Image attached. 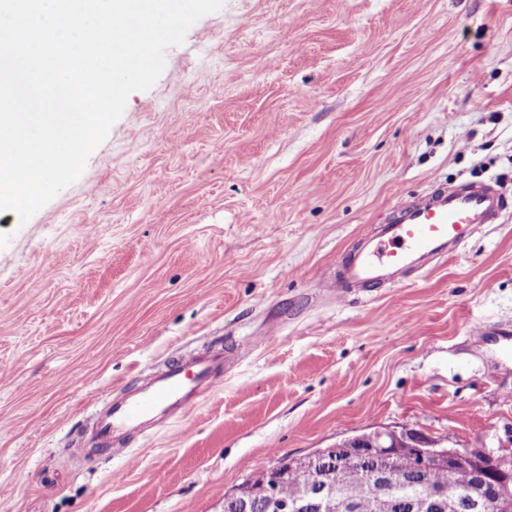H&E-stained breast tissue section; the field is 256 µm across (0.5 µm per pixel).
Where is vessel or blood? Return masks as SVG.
Instances as JSON below:
<instances>
[{
	"label": "vessel or blood",
	"mask_w": 512,
	"mask_h": 512,
	"mask_svg": "<svg viewBox=\"0 0 512 512\" xmlns=\"http://www.w3.org/2000/svg\"><path fill=\"white\" fill-rule=\"evenodd\" d=\"M504 208L503 196L485 184L439 187L398 207L392 219L361 240L343 265L335 284L337 297L352 289L392 286L407 273L425 270L457 252ZM226 359V350L213 348L204 355L164 361L157 373L138 378L134 388L95 410L98 439L107 443L185 413L220 382Z\"/></svg>",
	"instance_id": "1"
}]
</instances>
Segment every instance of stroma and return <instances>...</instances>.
Listing matches in <instances>:
<instances>
[{
    "label": "stroma",
    "mask_w": 512,
    "mask_h": 512,
    "mask_svg": "<svg viewBox=\"0 0 512 512\" xmlns=\"http://www.w3.org/2000/svg\"><path fill=\"white\" fill-rule=\"evenodd\" d=\"M165 61L75 183L0 213V512H224L386 429L512 458V0H225ZM463 182L497 223L324 291L399 200ZM219 339L222 384L92 457L95 405ZM266 478V469L261 468L251 478L238 485L230 495H224V512H243L245 503L252 508L263 509L262 501L253 497L254 489Z\"/></svg>",
    "instance_id": "35a3bbf8"
}]
</instances>
